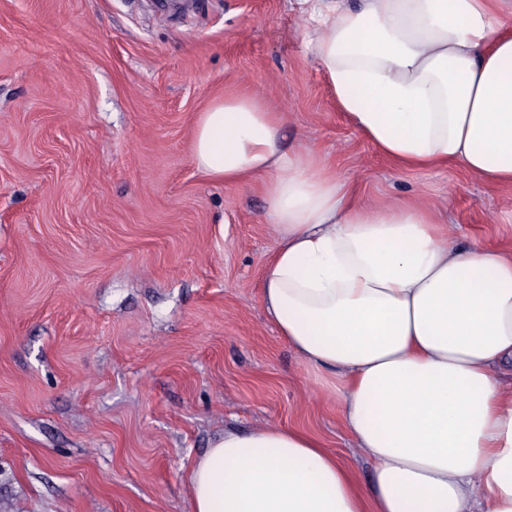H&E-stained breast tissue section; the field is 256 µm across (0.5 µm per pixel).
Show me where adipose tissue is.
I'll return each instance as SVG.
<instances>
[{
	"label": "adipose tissue",
	"mask_w": 512,
	"mask_h": 512,
	"mask_svg": "<svg viewBox=\"0 0 512 512\" xmlns=\"http://www.w3.org/2000/svg\"><path fill=\"white\" fill-rule=\"evenodd\" d=\"M340 112L396 168L512 189V0H300ZM235 87L202 112L206 177L265 180L268 319L335 395L369 487L295 429L225 430L191 512H512V252L457 246L446 207L379 205Z\"/></svg>",
	"instance_id": "adipose-tissue-1"
}]
</instances>
